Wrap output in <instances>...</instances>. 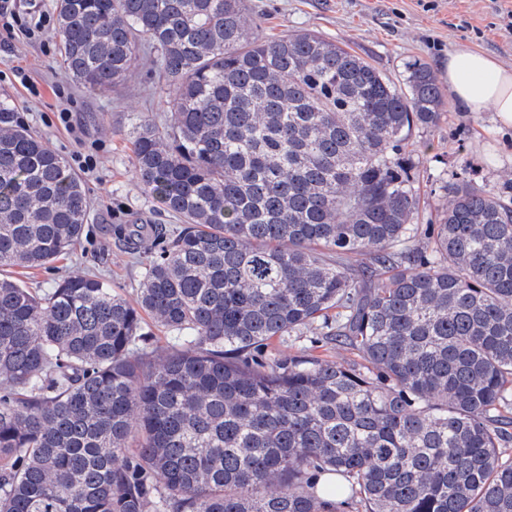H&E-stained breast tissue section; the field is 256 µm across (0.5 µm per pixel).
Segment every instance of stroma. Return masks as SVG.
<instances>
[{"label":"stroma","mask_w":512,"mask_h":512,"mask_svg":"<svg viewBox=\"0 0 512 512\" xmlns=\"http://www.w3.org/2000/svg\"><path fill=\"white\" fill-rule=\"evenodd\" d=\"M249 7L268 35L311 30L346 44L390 78L408 62L426 63L443 75L449 52L474 49L512 65V0H249ZM60 39L49 29L41 39L8 37L0 30V106L43 137L58 154L71 158L77 145L54 120L60 104L57 87L68 90L74 118L87 141L99 144L98 168L84 180L91 207L87 236L81 246L48 268L14 270L28 288L42 291L76 272L103 275L117 292L138 288L148 262L143 254H117L112 240L116 224H152L165 236L180 225L165 213L139 183L132 166V133L145 119L165 125L168 89L137 70L118 91L96 95L73 85L60 64ZM26 68L38 87L29 94L15 79L14 65ZM431 129L413 133L426 142L424 152L410 154L419 177L424 220L435 219L445 197L440 184L465 179L493 186L512 178V135L499 130L493 112H467L453 98Z\"/></svg>","instance_id":"1"}]
</instances>
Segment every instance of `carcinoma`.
I'll return each instance as SVG.
<instances>
[{
	"instance_id": "carcinoma-1",
	"label": "carcinoma",
	"mask_w": 512,
	"mask_h": 512,
	"mask_svg": "<svg viewBox=\"0 0 512 512\" xmlns=\"http://www.w3.org/2000/svg\"><path fill=\"white\" fill-rule=\"evenodd\" d=\"M64 70L173 92L133 169L185 227L132 298L0 276V512H512V180L443 185L419 223L434 72L391 80L245 0H56ZM67 160L0 107V269L82 241ZM125 252L153 241L112 225ZM176 334L150 346L144 318ZM313 336L358 361L266 358ZM343 483L330 501L315 475Z\"/></svg>"
}]
</instances>
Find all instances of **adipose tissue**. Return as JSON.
I'll list each match as a JSON object with an SVG mask.
<instances>
[{"label":"adipose tissue","instance_id":"ef3b65f1","mask_svg":"<svg viewBox=\"0 0 512 512\" xmlns=\"http://www.w3.org/2000/svg\"><path fill=\"white\" fill-rule=\"evenodd\" d=\"M448 89L461 108L495 112L501 128L512 129V66L476 50L448 56Z\"/></svg>","mask_w":512,"mask_h":512}]
</instances>
